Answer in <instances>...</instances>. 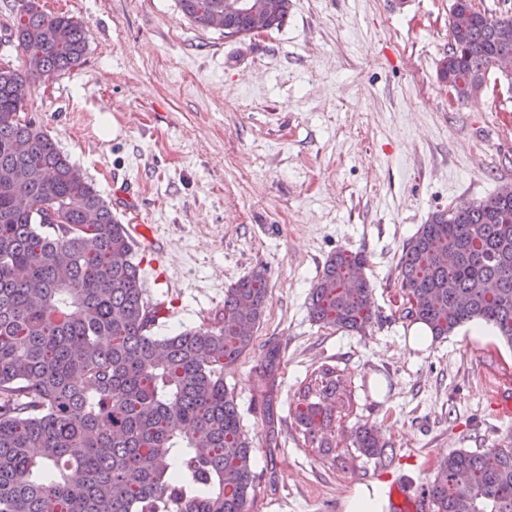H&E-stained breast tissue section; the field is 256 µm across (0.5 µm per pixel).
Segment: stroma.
I'll list each match as a JSON object with an SVG mask.
<instances>
[{"mask_svg":"<svg viewBox=\"0 0 512 512\" xmlns=\"http://www.w3.org/2000/svg\"><path fill=\"white\" fill-rule=\"evenodd\" d=\"M41 4L83 25L87 55L32 80L25 113L122 224L121 183H142L139 221L162 239L136 255L162 307L154 334L213 318L230 284L267 272L252 346L224 373L256 446L248 512H344L359 486L418 491L449 451L512 444L489 406L495 387L512 390L511 346L465 326L404 346V243L432 213L512 184V81L490 73L461 103L439 75L452 0H291L281 28L241 40L195 27L177 0ZM339 250L368 259L375 318L362 333L309 317L310 289ZM325 365L350 402L327 456L294 419ZM360 427L380 430L392 463L358 457Z\"/></svg>","mask_w":512,"mask_h":512,"instance_id":"obj_1","label":"stroma"}]
</instances>
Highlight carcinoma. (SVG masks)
<instances>
[{
  "label": "carcinoma",
  "mask_w": 512,
  "mask_h": 512,
  "mask_svg": "<svg viewBox=\"0 0 512 512\" xmlns=\"http://www.w3.org/2000/svg\"><path fill=\"white\" fill-rule=\"evenodd\" d=\"M6 43L22 66H0V512H247L253 442L224 386L252 345L268 279L262 268L224 295L213 321L155 336L160 309L143 288L136 245L95 184L23 116L39 72L80 65L83 26L18 0ZM197 25L224 0H178ZM458 32L448 23L440 77L465 102L512 52V15L473 0ZM362 253L339 250L312 287L311 321L363 330L375 316ZM402 318L444 339L470 322L512 347V186L442 210L403 246ZM345 407L323 366L299 393L295 421L328 454L321 432ZM355 448L388 458L380 432ZM425 512H512V446L456 449L422 487Z\"/></svg>",
  "instance_id": "cac0c4a2"
}]
</instances>
